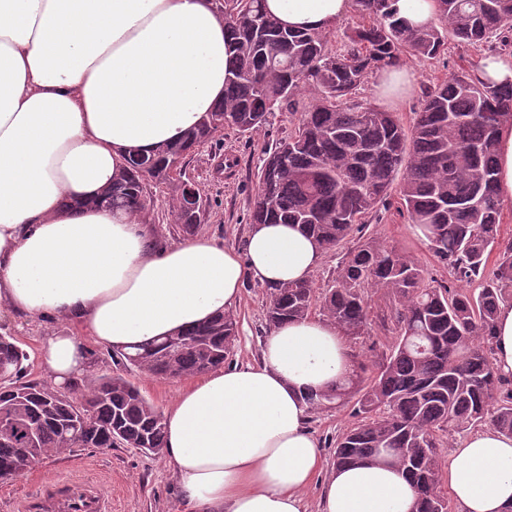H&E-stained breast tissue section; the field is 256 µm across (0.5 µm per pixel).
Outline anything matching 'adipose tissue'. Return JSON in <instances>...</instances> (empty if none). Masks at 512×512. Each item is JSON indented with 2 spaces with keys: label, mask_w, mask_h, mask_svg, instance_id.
Masks as SVG:
<instances>
[{
  "label": "adipose tissue",
  "mask_w": 512,
  "mask_h": 512,
  "mask_svg": "<svg viewBox=\"0 0 512 512\" xmlns=\"http://www.w3.org/2000/svg\"><path fill=\"white\" fill-rule=\"evenodd\" d=\"M352 0H265L291 30H323ZM230 51L213 0H0V302L64 316L86 340L49 336L39 357L64 385L90 344L115 350L230 311L245 282L310 278L323 257L296 224H253L244 251L198 237L158 242L128 210L92 206L130 153L180 140L224 98ZM512 376V305L493 338ZM354 363L326 320H291L265 337L256 364L191 380L166 408L165 454L185 512H306L321 464L308 395ZM448 485L461 512H512V437L494 429L452 449ZM415 491L385 464L335 469L323 512H412Z\"/></svg>",
  "instance_id": "adipose-tissue-1"
}]
</instances>
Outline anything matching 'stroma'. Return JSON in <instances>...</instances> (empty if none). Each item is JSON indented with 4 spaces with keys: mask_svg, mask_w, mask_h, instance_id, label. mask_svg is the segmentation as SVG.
I'll list each match as a JSON object with an SVG mask.
<instances>
[{
    "mask_svg": "<svg viewBox=\"0 0 512 512\" xmlns=\"http://www.w3.org/2000/svg\"><path fill=\"white\" fill-rule=\"evenodd\" d=\"M480 53L471 48L449 45L446 53L429 61H412L421 86L433 85L448 74L479 60ZM299 123L298 116L277 112L266 125L251 133L228 129L218 142L205 146L193 155L187 174L198 183L209 207L197 234L223 242L226 246L243 248L244 237L251 222V203L258 187L257 166L265 149L287 137ZM369 229L387 246L407 251L427 268L430 276L447 280L448 273L432 257L426 245L414 234L406 216L396 206L379 208L369 215ZM268 290L246 282L241 299L234 307L237 335L228 364L257 362L261 344L269 328L265 318ZM69 332L84 337L82 327L70 320L56 317L18 319L0 304V334H11L29 355L28 374L36 380H49V373L40 365L38 350L53 332ZM118 374L137 386L158 409H165L181 388L182 379H159L142 373L131 365L112 362L109 349L92 347L89 377ZM352 405L328 406L310 415L308 427L321 451V467L304 493L307 512H319L320 492L330 477L334 464L333 443L337 435L354 424ZM80 477L90 484L101 485L112 492L111 512H178L176 479L165 456L152 455L117 444L107 449L87 448L73 454L53 455L41 460L19 476L0 478V512H19L23 499L39 496L46 487L62 485Z\"/></svg>",
    "mask_w": 512,
    "mask_h": 512,
    "instance_id": "35a3bbf8",
    "label": "stroma"
}]
</instances>
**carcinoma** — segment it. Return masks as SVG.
Returning <instances> with one entry per match:
<instances>
[{
  "label": "carcinoma",
  "instance_id": "1",
  "mask_svg": "<svg viewBox=\"0 0 512 512\" xmlns=\"http://www.w3.org/2000/svg\"><path fill=\"white\" fill-rule=\"evenodd\" d=\"M214 2L232 48L224 101L180 141L131 158L99 203L148 224L147 185L172 183L176 222L192 234L208 200L186 177L188 159L220 126L252 132L273 112L302 113L258 168L252 223L299 224L325 251L353 234L358 239L335 286L319 292L309 279L271 289L267 326L317 308L345 336L395 337L373 368L359 364L347 384L307 403L314 413L356 399L359 421L336 436V466L391 464L415 489L413 512H448L441 488L448 430L489 425L512 436V389L501 394L506 378L492 361L497 312L512 304V245L499 248L496 188V134L512 122V84L481 80L471 62L424 87L408 132L395 113L358 99L357 91L380 69L434 59L450 41L512 48V0H435L438 22L422 29L406 26L392 0H353L360 22L339 49L330 29L281 27L263 0ZM399 174L400 210L448 270L446 282L367 233L368 215L386 204ZM375 295L388 299L380 311L371 305ZM236 328L225 312L179 333V345L167 336L111 357L157 378L199 375L224 365ZM28 360L13 337L0 336V469L23 473L48 454L116 442L164 452L163 414L128 380L100 375L73 397L28 379Z\"/></svg>",
  "mask_w": 512,
  "mask_h": 512
}]
</instances>
